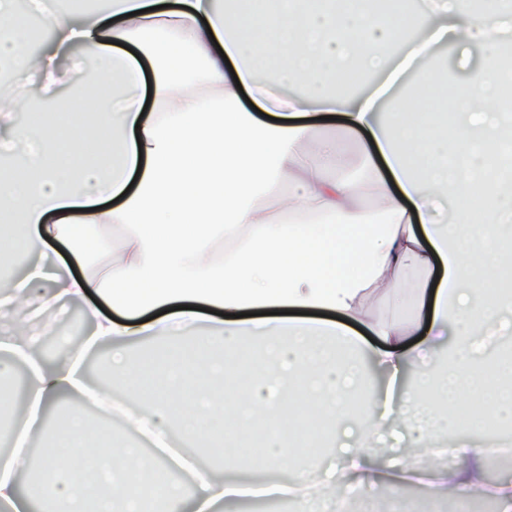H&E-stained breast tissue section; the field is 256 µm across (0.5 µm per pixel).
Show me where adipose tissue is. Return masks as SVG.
I'll return each instance as SVG.
<instances>
[{"label":"adipose tissue","instance_id":"obj_1","mask_svg":"<svg viewBox=\"0 0 512 512\" xmlns=\"http://www.w3.org/2000/svg\"><path fill=\"white\" fill-rule=\"evenodd\" d=\"M461 2L421 0L408 16L398 0H107L83 17L0 0V264L21 244L66 250L0 275V434L12 441L0 512H146L133 482L162 487L158 512H224L257 495L344 512L410 484L432 505L512 512V479L488 471L501 453L489 428L512 427V189L487 169L512 110L500 58L512 11ZM44 11L51 44L33 58L27 18ZM442 44L483 50L479 64L460 58L457 84L436 70ZM85 62L97 78L76 120L31 103L34 90L56 98L68 65ZM367 72L375 87L342 91L343 74ZM436 96L457 102L456 119L427 112ZM333 115L372 143L359 176L328 177L334 140L299 149ZM368 191L376 208L361 203ZM118 225L115 243L105 232ZM373 292L390 316L368 320ZM75 303L88 335L48 364L42 339ZM361 325L377 344L364 346ZM443 344L439 371L429 358ZM95 349L131 436L94 449L85 414L59 401L87 393ZM370 365L387 385L366 407ZM300 405L342 441L290 440L282 424ZM37 441L50 452L36 464ZM442 441L447 465L435 462Z\"/></svg>","mask_w":512,"mask_h":512}]
</instances>
